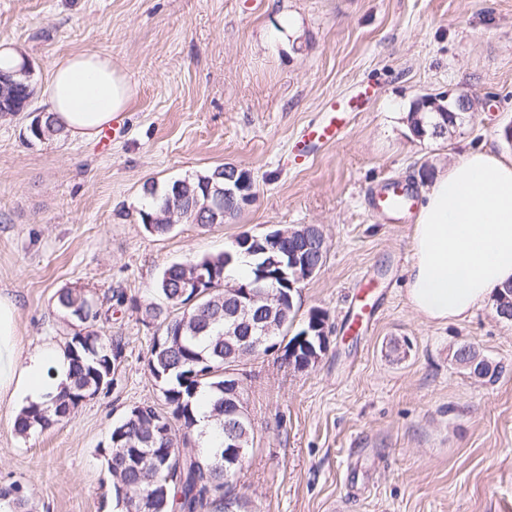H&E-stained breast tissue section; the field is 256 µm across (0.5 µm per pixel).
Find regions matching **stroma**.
<instances>
[{
  "label": "stroma",
  "mask_w": 512,
  "mask_h": 512,
  "mask_svg": "<svg viewBox=\"0 0 512 512\" xmlns=\"http://www.w3.org/2000/svg\"><path fill=\"white\" fill-rule=\"evenodd\" d=\"M2 40L32 70L31 109L45 111L51 72L73 54L110 58L137 86L106 152L31 139L26 113L0 114V290L16 297L23 352L64 349L61 289L121 291L140 307L102 314L97 330L123 343L115 381L67 422L23 437L0 409L1 489L21 483L26 512H112V426L130 407L164 405L147 368L157 326L140 312L158 302L162 270L245 232L315 224L329 251L295 296L293 326L324 312L329 345L304 370L271 352L241 360L254 444L239 492L254 512H512V323L490 302L461 322L416 316L405 289L414 221H386L367 201L387 179L419 187L474 144L512 154V0H0ZM364 81L377 95L347 134L286 165L297 131ZM462 92L480 105L451 136L410 133L404 114L420 96ZM226 163L254 181L240 214L145 230V183ZM360 282L377 310L352 334ZM463 345L498 375L459 364Z\"/></svg>",
  "instance_id": "35a3bbf8"
}]
</instances>
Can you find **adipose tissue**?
Segmentation results:
<instances>
[{"instance_id":"1","label":"adipose tissue","mask_w":512,"mask_h":512,"mask_svg":"<svg viewBox=\"0 0 512 512\" xmlns=\"http://www.w3.org/2000/svg\"><path fill=\"white\" fill-rule=\"evenodd\" d=\"M130 79L98 54L60 60L46 88V111L72 139L90 142L123 112ZM408 302L426 320L465 319L494 291L512 285V156L467 148L420 188L412 229ZM69 364L51 346L23 353L18 309L0 292V407L48 401L68 382Z\"/></svg>"}]
</instances>
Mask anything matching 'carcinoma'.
I'll return each instance as SVG.
<instances>
[{
    "instance_id": "obj_1",
    "label": "carcinoma",
    "mask_w": 512,
    "mask_h": 512,
    "mask_svg": "<svg viewBox=\"0 0 512 512\" xmlns=\"http://www.w3.org/2000/svg\"><path fill=\"white\" fill-rule=\"evenodd\" d=\"M23 70V66L13 73L0 69V80L13 83L12 88L0 93V114L22 111L32 97L30 75ZM29 136L48 140L62 136V130L43 116L40 126L30 130ZM227 169L235 166L218 165L204 175L186 179L191 193L186 198L174 194L173 182L161 191L154 185L144 189L150 202L138 211L141 223L152 222L153 235L158 237L172 232L174 225L166 215L173 212L187 223L208 226L206 210L212 204L209 186L214 180L224 181ZM260 248L261 243L248 241V234L243 233L231 252L174 262L159 277L155 291L162 303L146 307L143 316L158 325L148 367L167 410L148 403L133 406L113 425L104 457L115 512H252L249 500L234 493L241 469L224 471L226 455L236 447L245 454L254 441L251 421L238 413L243 392L234 394L224 386L228 364L247 354L241 339L249 333L244 327L238 335L225 334L234 322L243 321L236 315L238 299L225 275L233 253L253 258L250 275L238 284L270 295L254 306L249 322L260 318L262 325L272 328L270 338L277 341L288 333L296 314L295 304L281 302L284 284L274 277H259L258 270L267 261ZM199 266L213 270L216 283L211 292L191 303L184 284ZM112 302L137 306L135 300L122 294L107 296L102 302L77 289L58 292L57 304L67 322L80 327L64 349L71 384L44 406L23 410L17 418L18 434L43 432L68 420L81 401L113 383L112 366L122 353L121 340L93 330L103 305ZM201 395L209 399L210 427L215 430L209 439L195 412ZM25 505L26 495L20 484L0 493V512H23Z\"/></svg>"
}]
</instances>
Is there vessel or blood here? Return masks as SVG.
<instances>
[{"mask_svg": "<svg viewBox=\"0 0 512 512\" xmlns=\"http://www.w3.org/2000/svg\"><path fill=\"white\" fill-rule=\"evenodd\" d=\"M374 89L359 86L347 97H334L327 101L319 118L310 120L301 131L292 150L294 164H304L315 145L334 144L341 140L350 113L363 109L373 98ZM417 206L413 190L396 180H387L374 189L370 196V208L378 216L397 219L408 215Z\"/></svg>", "mask_w": 512, "mask_h": 512, "instance_id": "obj_1", "label": "vessel or blood"}]
</instances>
